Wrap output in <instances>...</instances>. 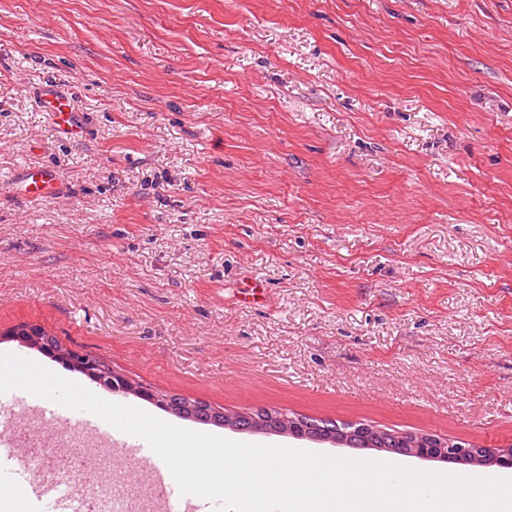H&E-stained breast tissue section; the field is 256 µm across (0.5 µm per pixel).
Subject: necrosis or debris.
<instances>
[{"label": "necrosis or debris", "instance_id": "4bbe7bcc", "mask_svg": "<svg viewBox=\"0 0 512 512\" xmlns=\"http://www.w3.org/2000/svg\"><path fill=\"white\" fill-rule=\"evenodd\" d=\"M13 438L24 443L26 460L34 472L58 478L87 502L90 512H99L105 503L121 512L127 497L136 501L138 512H163L145 466H134V480L130 483L120 474L108 477L95 469V462L109 459L113 451L90 434L57 431L47 427L38 416L25 414L17 419Z\"/></svg>", "mask_w": 512, "mask_h": 512}]
</instances>
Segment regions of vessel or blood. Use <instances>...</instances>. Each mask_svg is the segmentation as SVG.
Segmentation results:
<instances>
[{"instance_id": "b4317fda", "label": "vessel or blood", "mask_w": 512, "mask_h": 512, "mask_svg": "<svg viewBox=\"0 0 512 512\" xmlns=\"http://www.w3.org/2000/svg\"><path fill=\"white\" fill-rule=\"evenodd\" d=\"M43 101L58 131L73 133L76 126L68 99L49 86L43 92ZM55 190V174L48 168L27 170L20 183L21 194L29 199L51 197ZM21 412L34 413L52 426L90 433L123 457L147 466L163 496L166 512H214V502L180 495L168 467L143 439L118 431L92 413L71 410L19 389L0 394V422L9 423ZM0 486L17 491L30 512H83L81 501L63 493L57 481L35 475L28 468L19 446L2 432Z\"/></svg>"}]
</instances>
